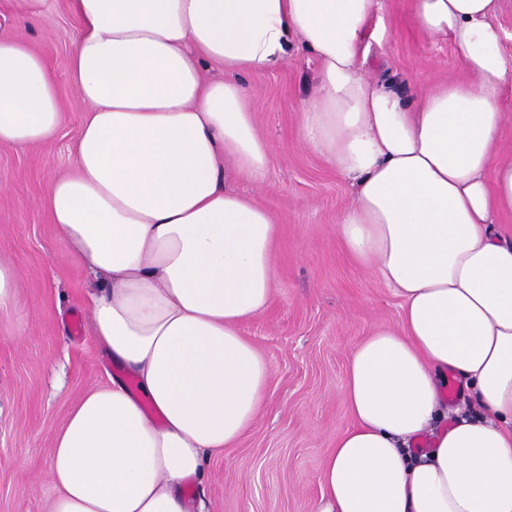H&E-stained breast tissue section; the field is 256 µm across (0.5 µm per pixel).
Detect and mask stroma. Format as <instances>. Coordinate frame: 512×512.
Returning a JSON list of instances; mask_svg holds the SVG:
<instances>
[{
  "instance_id": "obj_1",
  "label": "stroma",
  "mask_w": 512,
  "mask_h": 512,
  "mask_svg": "<svg viewBox=\"0 0 512 512\" xmlns=\"http://www.w3.org/2000/svg\"><path fill=\"white\" fill-rule=\"evenodd\" d=\"M382 42H371L374 78L418 90L464 76L448 40L421 34L409 0H385ZM78 22L70 0H41L33 21L17 0H0V37L26 42L47 63L61 106L49 141L26 150L0 144V261L18 273L17 304L0 315V512H47L55 488L49 462L55 432L92 387L120 371L91 331L87 300L97 280L67 258L43 204L47 186L70 174L83 105L70 77ZM317 62L294 45L273 72L241 80L256 102L259 133L275 150L266 184L225 169V183L253 197L278 222L276 289L267 311L242 327L273 373L265 405L245 435L211 456L191 501L206 512H317L319 474L348 428L344 387L353 348L397 325L401 300L343 249L336 225L352 201L349 181L304 146L298 112L310 97Z\"/></svg>"
}]
</instances>
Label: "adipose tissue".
Masks as SVG:
<instances>
[{
  "mask_svg": "<svg viewBox=\"0 0 512 512\" xmlns=\"http://www.w3.org/2000/svg\"><path fill=\"white\" fill-rule=\"evenodd\" d=\"M71 76L85 115L73 174L44 205L67 256L99 278L92 334L122 371L73 408L49 464V512H188L205 456L254 423L272 376L241 327L275 290L277 224L226 187L263 184L273 152L239 80L294 44L319 63L303 142L351 182L336 226L402 301L398 326L352 352L353 424L319 474V512H512V159L499 156L512 62L499 0H411L465 80L411 106L365 71L382 0H71ZM222 69L205 78L206 67ZM60 103L44 58L0 38V144L50 140ZM134 385H127V378ZM485 418L448 415L449 378Z\"/></svg>",
  "mask_w": 512,
  "mask_h": 512,
  "instance_id": "1",
  "label": "adipose tissue"
}]
</instances>
